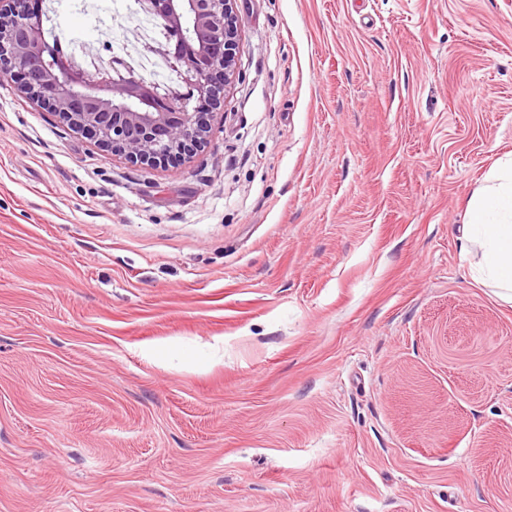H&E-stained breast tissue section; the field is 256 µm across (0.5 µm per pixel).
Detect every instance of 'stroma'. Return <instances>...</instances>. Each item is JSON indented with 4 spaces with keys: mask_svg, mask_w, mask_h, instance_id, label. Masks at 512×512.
<instances>
[{
    "mask_svg": "<svg viewBox=\"0 0 512 512\" xmlns=\"http://www.w3.org/2000/svg\"><path fill=\"white\" fill-rule=\"evenodd\" d=\"M54 0L101 59L133 22ZM204 148L147 168L0 75V512H512V0H236ZM470 202L467 237L482 249L478 272L512 301V158Z\"/></svg>",
    "mask_w": 512,
    "mask_h": 512,
    "instance_id": "1",
    "label": "stroma"
}]
</instances>
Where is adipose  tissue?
<instances>
[{"label": "adipose tissue", "instance_id": "1", "mask_svg": "<svg viewBox=\"0 0 512 512\" xmlns=\"http://www.w3.org/2000/svg\"><path fill=\"white\" fill-rule=\"evenodd\" d=\"M489 183L471 201L467 237L478 242V272L512 300V161L488 175Z\"/></svg>", "mask_w": 512, "mask_h": 512}]
</instances>
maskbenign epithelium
<instances>
[{"mask_svg": "<svg viewBox=\"0 0 512 512\" xmlns=\"http://www.w3.org/2000/svg\"><path fill=\"white\" fill-rule=\"evenodd\" d=\"M33 4L0 0V73L19 78L37 104L133 164L160 166L205 145L234 75L235 0H139L163 28V40L144 51L166 59L175 87L145 81L121 57L82 65L45 39L44 14Z\"/></svg>", "mask_w": 512, "mask_h": 512, "instance_id": "obj_1", "label": "benign epithelium"}]
</instances>
